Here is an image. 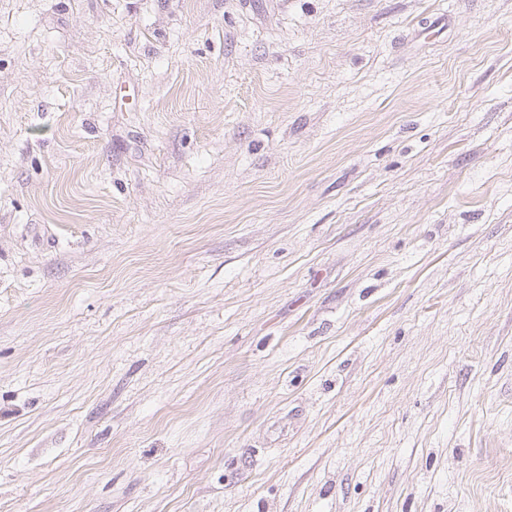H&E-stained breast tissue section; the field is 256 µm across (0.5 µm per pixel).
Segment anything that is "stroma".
I'll use <instances>...</instances> for the list:
<instances>
[{
    "mask_svg": "<svg viewBox=\"0 0 512 512\" xmlns=\"http://www.w3.org/2000/svg\"><path fill=\"white\" fill-rule=\"evenodd\" d=\"M0 512H512V0H0Z\"/></svg>",
    "mask_w": 512,
    "mask_h": 512,
    "instance_id": "1",
    "label": "stroma"
}]
</instances>
